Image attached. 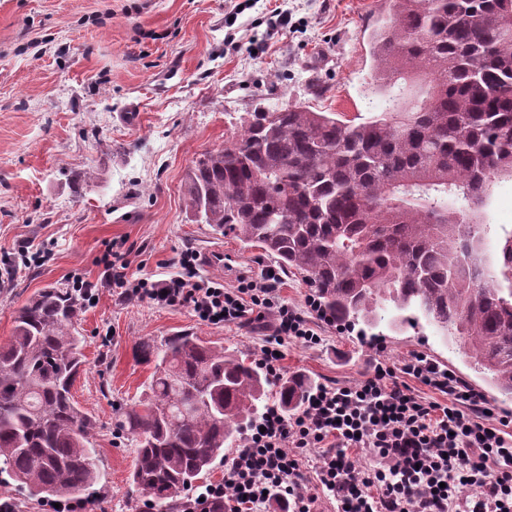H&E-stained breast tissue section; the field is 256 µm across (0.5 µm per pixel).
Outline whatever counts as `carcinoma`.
Segmentation results:
<instances>
[{"label":"carcinoma","mask_w":512,"mask_h":512,"mask_svg":"<svg viewBox=\"0 0 512 512\" xmlns=\"http://www.w3.org/2000/svg\"><path fill=\"white\" fill-rule=\"evenodd\" d=\"M371 93L385 106L346 123L334 112H250L240 133L184 180L187 214L271 254L339 323L423 318L512 394V240L480 270L488 176L512 178V0H391L369 36ZM82 302L52 286L0 343V474L38 498L99 483L92 420L72 386L83 367ZM152 367L119 427L137 442L133 487L179 512L269 398L257 365L189 333L139 343ZM310 385L275 397L288 413Z\"/></svg>","instance_id":"carcinoma-1"}]
</instances>
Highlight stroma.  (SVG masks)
Returning a JSON list of instances; mask_svg holds the SVG:
<instances>
[{"label":"stroma","mask_w":512,"mask_h":512,"mask_svg":"<svg viewBox=\"0 0 512 512\" xmlns=\"http://www.w3.org/2000/svg\"><path fill=\"white\" fill-rule=\"evenodd\" d=\"M388 10L389 0H0V341L39 290L100 281L113 243L130 274L154 280L177 272L186 250L199 277L228 288L272 266L260 248L189 221L185 175L259 108L302 105L357 123L381 111L368 34ZM481 220L494 266L512 236L511 178L494 180ZM217 249L220 265L209 260ZM311 321L320 344L285 343L282 376L354 383L374 358L399 365L419 352L512 416V395L432 326L384 320L363 336L316 312ZM77 328L85 367L72 395L94 422L97 512H157L131 485L135 444L117 432L118 410L138 403L152 372L135 345L188 331L253 359L263 332L106 288Z\"/></svg>","instance_id":"35a3bbf8"}]
</instances>
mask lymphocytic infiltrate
<instances>
[{
    "mask_svg": "<svg viewBox=\"0 0 512 512\" xmlns=\"http://www.w3.org/2000/svg\"><path fill=\"white\" fill-rule=\"evenodd\" d=\"M196 260L183 253L179 273L153 281L129 276L124 252L110 248L100 284L125 299L190 307L213 325L272 317L258 363L274 379L285 341L319 344L309 319L281 298L276 270L227 288L200 279ZM411 378L446 395L447 404L415 394ZM511 424L424 354L398 366L379 359L358 382L316 386L294 415L269 406L226 461L223 478L187 496L182 512H266L274 501L287 512H315L322 494L334 497L337 512H512ZM311 448L320 455L308 472ZM359 453L369 465L356 462Z\"/></svg>",
    "mask_w": 512,
    "mask_h": 512,
    "instance_id": "lymphocytic-infiltrate-1",
    "label": "lymphocytic infiltrate"
}]
</instances>
